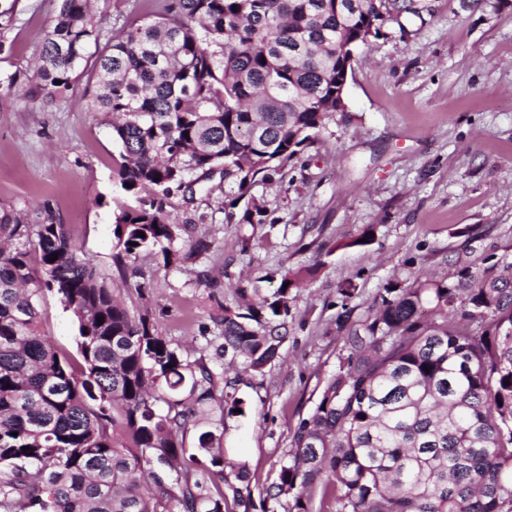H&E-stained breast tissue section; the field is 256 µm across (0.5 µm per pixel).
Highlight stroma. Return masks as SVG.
Masks as SVG:
<instances>
[{"mask_svg": "<svg viewBox=\"0 0 512 512\" xmlns=\"http://www.w3.org/2000/svg\"><path fill=\"white\" fill-rule=\"evenodd\" d=\"M419 15L387 22L357 51L346 111L288 163L280 180L256 181L244 200L213 175L194 198L174 197L176 221L208 214L199 229L213 248L206 263L165 264L144 251L126 272L113 263L120 146L102 114L81 100L75 74L54 103L24 91L0 93V206L34 213L49 204L98 276L129 307L151 306L172 345L192 347L216 379L224 361L201 334L213 304L199 273H224L222 301L243 305L240 289H276L286 269L313 274L289 304L288 338L264 373L242 375L245 413L224 420V447L248 466L254 503L277 476L291 435L314 409L346 356L336 322L364 319L386 288L452 278L465 266L512 260V0H415ZM165 0H93L102 38L138 18L162 15ZM59 0H20L0 54V81L27 68L52 29ZM269 221H239L247 204ZM236 219H228V209ZM353 287L350 301L340 291ZM42 331L76 354L77 324L53 293L39 301Z\"/></svg>", "mask_w": 512, "mask_h": 512, "instance_id": "obj_1", "label": "stroma"}]
</instances>
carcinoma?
Returning <instances> with one entry per match:
<instances>
[{
  "instance_id": "cac0c4a2",
  "label": "carcinoma",
  "mask_w": 512,
  "mask_h": 512,
  "mask_svg": "<svg viewBox=\"0 0 512 512\" xmlns=\"http://www.w3.org/2000/svg\"><path fill=\"white\" fill-rule=\"evenodd\" d=\"M18 0L0 6V53ZM168 0L96 56L87 109L109 117L121 146L113 237L118 263L151 247L167 264L196 262L212 243L168 210L218 170L237 201L273 181L336 114L351 52L414 0ZM91 0H60L39 61L8 78L61 94L99 44ZM0 207V512H250L247 464L226 456L209 411L243 401L202 359L172 346L149 311L132 313L100 281L68 225ZM144 236H138V233ZM58 255L57 260L48 257ZM288 269L270 295L232 310L201 271L220 328L215 354L261 374L288 337ZM56 294L78 324L79 361L41 330L38 300ZM377 309L341 325L348 354L291 439L264 500L308 512L316 490L335 512H512V261L479 279L385 289ZM103 323H98V318ZM196 446L185 447L188 433Z\"/></svg>"
}]
</instances>
